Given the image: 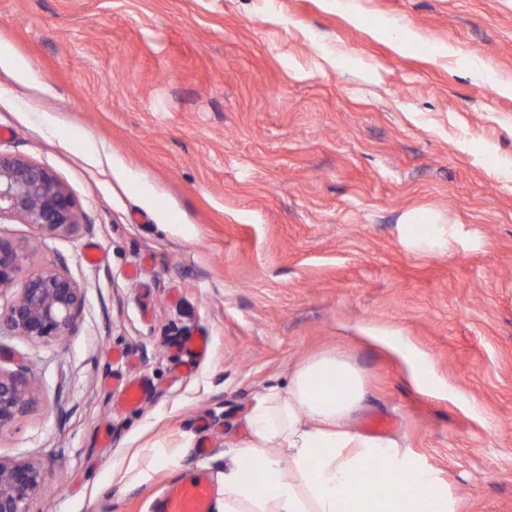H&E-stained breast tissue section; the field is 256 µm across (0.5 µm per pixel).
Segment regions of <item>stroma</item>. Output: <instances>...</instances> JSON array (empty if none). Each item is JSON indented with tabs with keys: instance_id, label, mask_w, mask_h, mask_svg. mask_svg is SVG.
<instances>
[{
	"instance_id": "1",
	"label": "stroma",
	"mask_w": 512,
	"mask_h": 512,
	"mask_svg": "<svg viewBox=\"0 0 512 512\" xmlns=\"http://www.w3.org/2000/svg\"><path fill=\"white\" fill-rule=\"evenodd\" d=\"M503 83L512 0H0V153L81 214L52 236L0 221L86 294L63 341L0 334V371L32 385L0 457L44 463L33 512H156L189 474L221 493L256 393L327 350L369 391L353 428L387 420L465 512H512ZM412 224L460 235L444 250ZM136 452L151 478L127 487ZM386 338L388 339L389 343L395 347L408 351L409 359L416 370L418 383L421 385H427L431 381L430 365L409 348L403 337L387 336Z\"/></svg>"
}]
</instances>
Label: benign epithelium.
Wrapping results in <instances>:
<instances>
[{
  "instance_id": "obj_1",
  "label": "benign epithelium",
  "mask_w": 512,
  "mask_h": 512,
  "mask_svg": "<svg viewBox=\"0 0 512 512\" xmlns=\"http://www.w3.org/2000/svg\"><path fill=\"white\" fill-rule=\"evenodd\" d=\"M17 219L44 234L80 223V212L66 186L47 168L19 156L0 155V220ZM24 253L0 242V287L21 280L18 297L0 310V329L32 342L70 335L85 304V293L66 273L26 268ZM29 404L22 377L0 371V431ZM44 470L34 461L0 458V512H32L44 488Z\"/></svg>"
}]
</instances>
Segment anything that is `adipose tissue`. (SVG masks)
I'll list each match as a JSON object with an SVG mask.
<instances>
[{
  "mask_svg": "<svg viewBox=\"0 0 512 512\" xmlns=\"http://www.w3.org/2000/svg\"><path fill=\"white\" fill-rule=\"evenodd\" d=\"M368 401L363 376L330 352L293 369L247 417L224 458L216 512H464L462 499L420 455L351 427ZM250 464L254 478L242 475Z\"/></svg>",
  "mask_w": 512,
  "mask_h": 512,
  "instance_id": "adipose-tissue-1",
  "label": "adipose tissue"
}]
</instances>
